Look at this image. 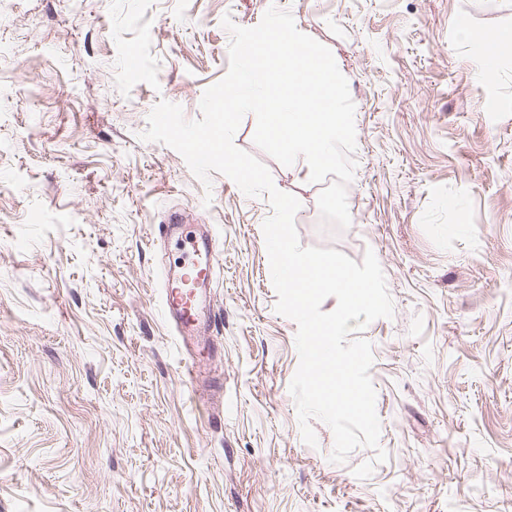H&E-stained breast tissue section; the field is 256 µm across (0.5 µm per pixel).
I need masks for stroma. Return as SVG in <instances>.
Instances as JSON below:
<instances>
[{
	"label": "stroma",
	"instance_id": "stroma-1",
	"mask_svg": "<svg viewBox=\"0 0 512 512\" xmlns=\"http://www.w3.org/2000/svg\"><path fill=\"white\" fill-rule=\"evenodd\" d=\"M272 6L346 74L350 226L255 146L254 115L234 143L302 196L301 246L385 274L394 314L362 335L388 459L364 480L372 450L331 463L317 419L302 439L267 196L141 138L159 101L200 118L223 18ZM506 28L512 0H0V512H512V58L481 70L477 39ZM174 214L216 252L200 336L164 313Z\"/></svg>",
	"mask_w": 512,
	"mask_h": 512
}]
</instances>
